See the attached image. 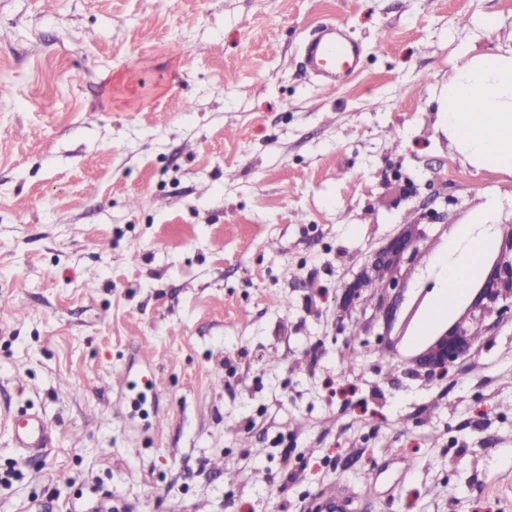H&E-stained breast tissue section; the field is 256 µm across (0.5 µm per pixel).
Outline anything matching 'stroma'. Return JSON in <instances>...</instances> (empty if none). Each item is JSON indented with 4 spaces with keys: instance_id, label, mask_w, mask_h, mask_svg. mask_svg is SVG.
Masks as SVG:
<instances>
[{
    "instance_id": "35a3bbf8",
    "label": "stroma",
    "mask_w": 512,
    "mask_h": 512,
    "mask_svg": "<svg viewBox=\"0 0 512 512\" xmlns=\"http://www.w3.org/2000/svg\"><path fill=\"white\" fill-rule=\"evenodd\" d=\"M326 23L363 48L333 89ZM489 48L512 0H0V405L54 428L0 429V512H512V323L439 384L336 331L392 238L512 225L439 110ZM361 51V45L338 25L326 27L304 46L309 68L321 86L330 88L352 77ZM0 421L9 430L13 448L38 452L51 443L54 435L45 416L38 412L18 410L12 414L1 406ZM317 512H353L357 510L354 499L346 491L337 487L314 508Z\"/></svg>"
}]
</instances>
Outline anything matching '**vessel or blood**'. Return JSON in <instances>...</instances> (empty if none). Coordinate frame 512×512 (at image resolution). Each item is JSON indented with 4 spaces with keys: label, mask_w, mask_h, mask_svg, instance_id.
Returning <instances> with one entry per match:
<instances>
[{
    "label": "vessel or blood",
    "mask_w": 512,
    "mask_h": 512,
    "mask_svg": "<svg viewBox=\"0 0 512 512\" xmlns=\"http://www.w3.org/2000/svg\"><path fill=\"white\" fill-rule=\"evenodd\" d=\"M360 44L341 26L332 25L304 46L306 62L321 86L336 87L352 77L361 55ZM0 424L7 426L13 447L38 452L52 441L53 429L37 412L12 413L0 408ZM354 499L343 488H336L316 506V512H355Z\"/></svg>",
    "instance_id": "b4317fda"
}]
</instances>
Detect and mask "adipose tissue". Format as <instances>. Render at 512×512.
<instances>
[{
  "instance_id": "ef3b65f1",
  "label": "adipose tissue",
  "mask_w": 512,
  "mask_h": 512,
  "mask_svg": "<svg viewBox=\"0 0 512 512\" xmlns=\"http://www.w3.org/2000/svg\"><path fill=\"white\" fill-rule=\"evenodd\" d=\"M442 110L449 133L469 157L512 174V54L462 55Z\"/></svg>"
}]
</instances>
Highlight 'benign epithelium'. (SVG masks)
I'll list each match as a JSON object with an SVG mask.
<instances>
[{"label": "benign epithelium", "instance_id": "obj_1", "mask_svg": "<svg viewBox=\"0 0 512 512\" xmlns=\"http://www.w3.org/2000/svg\"><path fill=\"white\" fill-rule=\"evenodd\" d=\"M475 234L494 240V256L483 262L479 288L467 295L462 309L441 325L425 349L436 364L435 379L467 361L478 336L512 321V226L477 224ZM428 256L420 238L399 236L377 250L370 261L371 273L336 299V330L344 333L361 324L367 332L380 318L387 327L396 324L416 273H421L423 293L435 288L441 269L431 267Z\"/></svg>", "mask_w": 512, "mask_h": 512}]
</instances>
